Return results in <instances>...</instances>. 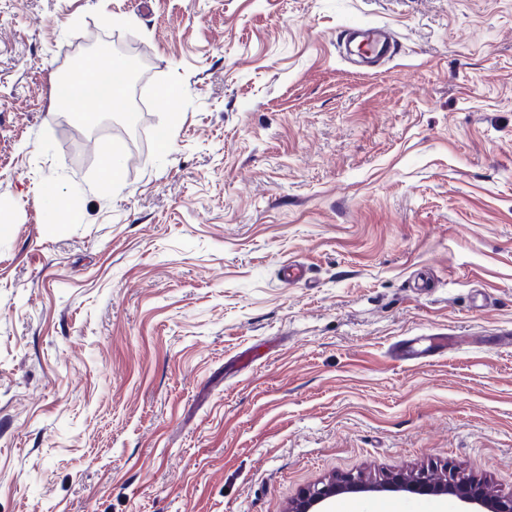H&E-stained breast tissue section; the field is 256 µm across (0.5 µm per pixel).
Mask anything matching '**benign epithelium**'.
I'll use <instances>...</instances> for the list:
<instances>
[{
	"label": "benign epithelium",
	"instance_id": "obj_1",
	"mask_svg": "<svg viewBox=\"0 0 512 512\" xmlns=\"http://www.w3.org/2000/svg\"><path fill=\"white\" fill-rule=\"evenodd\" d=\"M98 42L95 37L78 40L72 56L61 73V80L74 81L81 62L89 56L90 49ZM408 492L429 496H453L459 501L478 506V512H512V498L493 495L483 484L454 468L445 471L439 479L425 474H400L382 479H367L348 475L333 477L312 487L302 497L288 505L287 512H317L327 500L342 494Z\"/></svg>",
	"mask_w": 512,
	"mask_h": 512
}]
</instances>
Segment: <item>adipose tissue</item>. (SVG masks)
<instances>
[{
    "label": "adipose tissue",
    "instance_id": "1",
    "mask_svg": "<svg viewBox=\"0 0 512 512\" xmlns=\"http://www.w3.org/2000/svg\"><path fill=\"white\" fill-rule=\"evenodd\" d=\"M117 62L91 69L89 76L69 85H59L58 100L67 101L76 112L120 111L125 98L122 87L113 85L118 72Z\"/></svg>",
    "mask_w": 512,
    "mask_h": 512
}]
</instances>
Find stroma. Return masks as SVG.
Instances as JSON below:
<instances>
[{"instance_id":"stroma-1","label":"stroma","mask_w":512,"mask_h":512,"mask_svg":"<svg viewBox=\"0 0 512 512\" xmlns=\"http://www.w3.org/2000/svg\"><path fill=\"white\" fill-rule=\"evenodd\" d=\"M355 25L393 32L378 70ZM80 35L150 73L116 192L124 114L78 152L58 122ZM510 332L512 0H0V512H285L448 467L512 496ZM399 504L464 509L328 512ZM413 341L414 339H404L395 343L394 355L397 360L425 363L426 359L438 350L448 349V336H424L418 343L412 345Z\"/></svg>"}]
</instances>
